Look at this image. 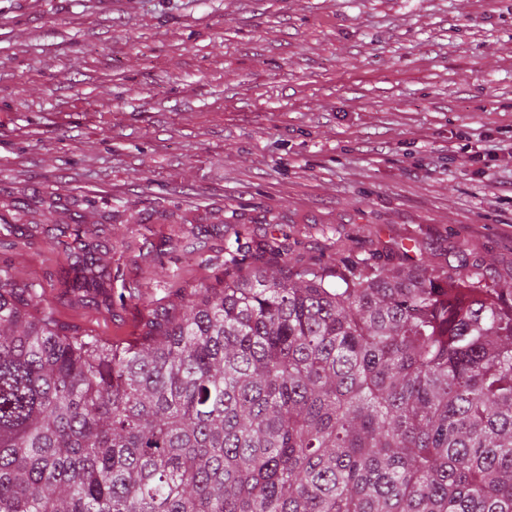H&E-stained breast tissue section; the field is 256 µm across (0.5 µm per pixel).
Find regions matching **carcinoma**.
Instances as JSON below:
<instances>
[{
	"label": "carcinoma",
	"instance_id": "carcinoma-1",
	"mask_svg": "<svg viewBox=\"0 0 512 512\" xmlns=\"http://www.w3.org/2000/svg\"><path fill=\"white\" fill-rule=\"evenodd\" d=\"M77 224L83 295L108 266ZM231 256L114 342L0 268V512H512V285Z\"/></svg>",
	"mask_w": 512,
	"mask_h": 512
}]
</instances>
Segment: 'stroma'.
<instances>
[{
  "label": "stroma",
  "mask_w": 512,
  "mask_h": 512,
  "mask_svg": "<svg viewBox=\"0 0 512 512\" xmlns=\"http://www.w3.org/2000/svg\"><path fill=\"white\" fill-rule=\"evenodd\" d=\"M512 0H0V267L144 336L224 262L512 282ZM112 270L74 297V225Z\"/></svg>",
  "instance_id": "obj_1"
}]
</instances>
